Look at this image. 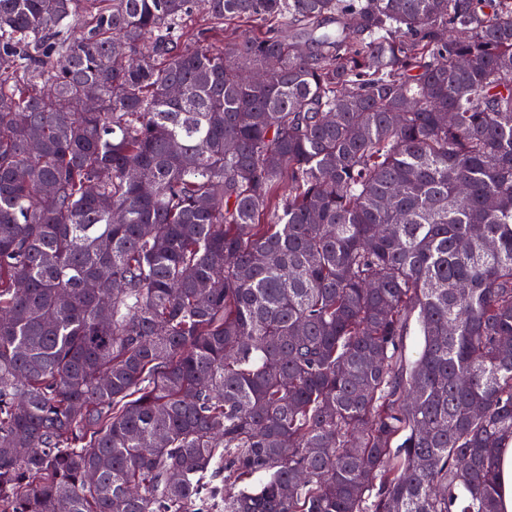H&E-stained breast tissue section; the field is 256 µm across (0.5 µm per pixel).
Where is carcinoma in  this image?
<instances>
[{"label":"carcinoma","mask_w":512,"mask_h":512,"mask_svg":"<svg viewBox=\"0 0 512 512\" xmlns=\"http://www.w3.org/2000/svg\"><path fill=\"white\" fill-rule=\"evenodd\" d=\"M195 4L0 0V512H500L512 0Z\"/></svg>","instance_id":"1"}]
</instances>
